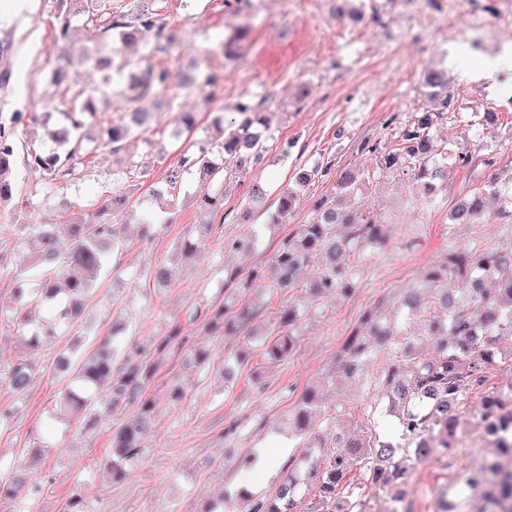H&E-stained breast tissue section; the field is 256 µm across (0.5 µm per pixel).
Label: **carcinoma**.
<instances>
[{"label":"carcinoma","instance_id":"obj_1","mask_svg":"<svg viewBox=\"0 0 512 512\" xmlns=\"http://www.w3.org/2000/svg\"><path fill=\"white\" fill-rule=\"evenodd\" d=\"M66 10L55 37L61 46L62 64L52 73V84L60 93L56 107L61 109L63 122L50 133L52 147L35 148L27 153L25 164L40 174L45 186L72 180L77 161L91 152L89 140L81 130L98 125L102 104L121 88L124 111L128 120L118 119L99 125L97 146L113 153L120 152L127 139L144 130L147 113L137 103L151 96L172 108L177 101L204 87L217 88L224 77L204 70L177 86L170 82L168 69L151 63L156 52L168 56L178 53L179 44L165 32L155 5L159 0H97L86 22L89 41L112 39L123 44L145 43L148 54L136 63L118 50L108 54L71 48V6L80 0H60ZM84 65L103 74V83L73 88L68 83L73 64ZM423 86L435 108L419 113L402 131L400 147L384 149L375 144L368 147L374 154L372 169L362 172L344 171L339 174L334 197H321L313 205V220L303 224L296 235L284 240L273 256L270 271L261 266L249 269L247 277L268 279L271 294L282 295L304 287L316 295L349 296L354 290L351 257L363 246L378 242L383 235L381 216L359 214L355 208L342 204L345 198L357 195L363 185L378 173L400 171L418 190V199L429 204L438 185L448 182L451 172L464 167L483 166L489 171L480 186L470 190L449 214L451 224H499L512 235V159L500 165L498 160L482 155L480 150L450 149L437 155L433 152L432 129L437 119L456 110V100L448 95V79L440 70H429ZM20 113L6 120L0 117V207L14 200L13 164L17 158L14 124ZM268 113L259 106L241 104L232 116L215 121V135L185 149L177 165L170 170L168 184L175 185L182 174L193 168L209 179L224 177V165L218 158L236 160L238 167L251 162L253 156L267 148ZM332 163L324 168L293 169L289 183L293 187L278 194L277 209L272 221L288 216L297 201L298 191L309 186L318 175L328 173ZM146 169L132 164L122 171V177L112 196L92 213L89 222L71 224H26L28 240L33 245L34 268L41 276L36 291L26 288L25 278L15 276L12 319L27 349L37 350L42 332L34 328L36 314L45 305L56 307V324L69 328L81 314L84 302L96 291L98 274L121 248L119 225L112 223V213L128 201L131 190L138 187ZM267 188L254 182L248 190V202L240 218H250L251 206L265 201ZM497 200V208H487V198ZM199 211L214 215L224 208V192L207 193L196 200ZM345 232L337 235L333 227ZM316 265L309 284L301 283L299 275L309 265ZM426 280L432 292L430 303H424L417 288L407 291L399 306L415 318L426 317L427 333L439 332L443 340L431 350L409 340V350L400 351L396 337L403 335L399 323L380 317L369 308L336 352L333 376L351 379L363 375L371 354L388 356L374 381L376 400L385 403L397 415L398 438L336 436L332 450L326 452V464L290 463V471L271 497H257L242 492L239 498L248 503L245 512H294V502L301 486L314 489L315 502L309 512H326L323 505H336L346 495V512H364L363 502L353 497L350 480H360V486L384 490L402 478L409 464L428 459L437 448L450 450L458 427V411L468 396L484 391L481 400V420H491L507 431L512 428V400L498 391L483 390L488 369L504 356L512 358V249L503 250L476 243L471 248L448 252L447 264L428 272ZM256 317V311L244 305L239 309L222 306L206 320V326L217 336H237ZM298 322L297 309L290 305L281 315L279 324L269 330L272 339L265 343V355L282 360L295 346L293 328ZM187 337L176 333L161 340L148 354L137 350L119 352L105 339L77 367L72 357L61 354L53 368L71 375L60 402L63 411L86 410L85 429L97 421V413L88 405L91 395L99 396L103 407L111 412L134 408L136 418L112 431L111 453L101 462V470L110 483H120L129 476V463L138 458L144 436L153 420L155 400L152 387L164 359L172 353L184 352L195 364L210 366L214 354L203 345L186 346ZM33 380V363L17 359L0 363V383L23 394ZM318 394L314 387L302 394L292 416L291 426L300 435L315 433V409ZM28 462L7 469L0 476V512H32L30 505L18 499V488L35 472L41 448H29ZM512 462V444L498 447L492 457L483 461L480 470L456 469L455 481L469 490H476L475 478L483 485L484 503L480 512H500L512 498V485L496 483L491 473L503 465L502 458Z\"/></svg>","mask_w":512,"mask_h":512}]
</instances>
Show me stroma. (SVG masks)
Listing matches in <instances>:
<instances>
[{
	"label": "stroma",
	"instance_id": "stroma-1",
	"mask_svg": "<svg viewBox=\"0 0 512 512\" xmlns=\"http://www.w3.org/2000/svg\"><path fill=\"white\" fill-rule=\"evenodd\" d=\"M304 2L299 10L294 0H253L238 14L227 0H163L162 21L176 34L181 58L171 65L166 55L158 54L154 63L169 65L175 85L200 61L223 74L224 82L207 102L198 92L171 110L151 98L142 101V108L153 113V123L148 132L127 142L123 159L147 166L148 176L114 216L125 245L114 253L108 278L79 325L44 339L30 354L36 372L29 391L20 395L0 385V408L14 413L11 424L0 429V473L20 463L23 449L40 443V469L55 477L40 494L20 489V498L34 500V512H64L76 486L88 512H200L204 500L219 497L224 512H238L236 491L251 479L243 462L246 454L283 445L288 459L307 455L306 440L289 431L288 420L301 393L313 385L320 388L316 432L323 442H331L339 430L359 433L370 419L377 433H394L396 418L374 404L372 381L383 358L370 359L363 376L337 384L327 378L336 350L363 310L379 302L394 306L398 294L421 287L426 273L446 262L449 249L465 250L477 242L512 248V237L499 225L448 221L450 207L484 182V169L458 170L431 207L416 204L405 175L395 171L373 180L353 200L361 211L383 216L385 224L383 243L359 252L350 297L315 299L302 289L273 297L260 280L225 290L227 272L248 262L270 265L279 244L311 221L313 203L333 193L336 172L372 167L369 144L398 147L402 127L431 107L423 88L426 69L447 72L448 91L459 104L435 125L436 148L467 144L512 158V61L504 59L512 36H505L499 26H489L482 54L469 57L463 52V29L443 23L448 0H432L419 27L412 22L407 0ZM59 10L58 0H33L24 21L0 23V44L9 46L8 57L0 58V71L10 73L8 82L0 83V113H29V120L15 128L22 149L48 146L47 130L61 119L47 103L53 91L50 65L58 53L53 37ZM245 22L250 25L247 40L239 43L237 57H225L221 43ZM244 102L264 103L270 111L269 148L245 171L235 161H225L224 214L212 217L216 229L207 235L202 252L184 262L180 245L196 236L200 222L192 199L214 191L215 185L194 170L185 172L177 186L168 184L167 175L179 158L174 133L182 113L190 112L196 118L195 139L207 138L218 113ZM120 161L107 149H97L80 160L75 179L49 192L38 173L16 162L18 195L11 206L0 209V264L8 269L0 274V360L27 352L3 316L11 305L15 274H26L29 287L40 285L29 275L32 262L21 225L87 216L98 200L111 195ZM329 161L335 173L312 182L286 222L273 223L270 204L254 211L249 221L240 220V205L252 182H264L276 193L286 186L293 166L311 168ZM148 222L156 226L149 236L143 233ZM248 237L255 241L250 259L227 249V241ZM158 265L171 269V287L157 288L150 279V269ZM244 303L260 308L257 322L263 326L279 322L285 304L298 307L297 342L288 358L267 360L263 337H214L202 323L188 320L197 308ZM176 329L210 346L217 358L233 362L242 355L246 361L236 382L227 385L213 371L169 358L153 389L156 413L146 448L130 465L126 481L107 486L99 463L109 452L115 417L102 413L95 431H78L57 410L66 381L51 376L45 365L64 350L86 353L104 336L118 350L150 349ZM173 378L186 391L177 406L166 398ZM480 409L477 394L461 407L452 457L436 454L408 468L402 503H394L392 490L362 489L365 512H393L398 505L404 512H439L443 503L456 500L449 460L476 466L491 450ZM230 425L236 428L233 438L222 439Z\"/></svg>",
	"mask_w": 512,
	"mask_h": 512
}]
</instances>
